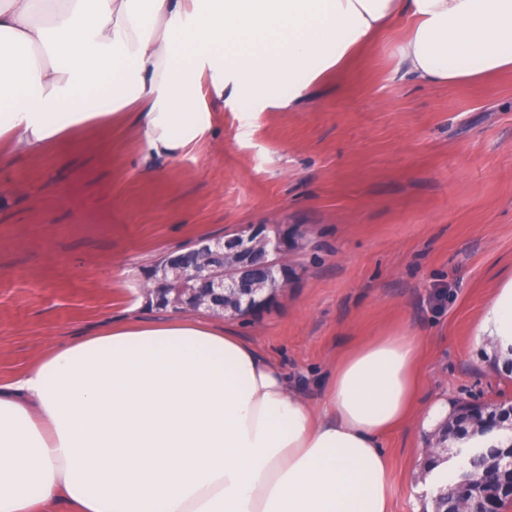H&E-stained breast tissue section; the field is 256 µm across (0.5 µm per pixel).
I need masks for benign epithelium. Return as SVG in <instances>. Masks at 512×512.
<instances>
[{"instance_id": "benign-epithelium-1", "label": "benign epithelium", "mask_w": 512, "mask_h": 512, "mask_svg": "<svg viewBox=\"0 0 512 512\" xmlns=\"http://www.w3.org/2000/svg\"><path fill=\"white\" fill-rule=\"evenodd\" d=\"M306 232L295 224H251L222 238L201 237L192 251V261L169 254L160 264L159 281L169 307L197 311L201 308L230 317H247L276 302L294 276L283 267L284 255L304 248ZM512 429V404L491 407L467 403L454 420L457 437L485 435ZM482 453L488 472L480 479L461 477L439 497L455 495V508L448 512H493L502 495L512 497V438L499 448H467L463 457Z\"/></svg>"}]
</instances>
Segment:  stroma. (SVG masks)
<instances>
[{
    "mask_svg": "<svg viewBox=\"0 0 512 512\" xmlns=\"http://www.w3.org/2000/svg\"><path fill=\"white\" fill-rule=\"evenodd\" d=\"M398 20L291 112L218 99L182 157L148 152L133 114L67 130L0 164V381L111 320H150L146 269L203 236L299 224L295 277L228 318L315 400L337 357L397 328L423 342L416 407L390 431V512H432L424 466L437 401L512 402V358L474 329L512 274V72L448 88L413 79Z\"/></svg>",
    "mask_w": 512,
    "mask_h": 512,
    "instance_id": "35a3bbf8",
    "label": "stroma"
}]
</instances>
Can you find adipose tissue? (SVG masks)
<instances>
[{
  "mask_svg": "<svg viewBox=\"0 0 512 512\" xmlns=\"http://www.w3.org/2000/svg\"><path fill=\"white\" fill-rule=\"evenodd\" d=\"M408 72L454 86L512 71V0H0V140L36 154L135 107L179 158L217 94L294 111L397 18ZM476 336L512 349V276ZM421 340L398 329L337 359L318 407L282 368L198 315L132 318L0 382V512H389L381 439L409 414Z\"/></svg>",
  "mask_w": 512,
  "mask_h": 512,
  "instance_id": "obj_1",
  "label": "adipose tissue"
}]
</instances>
